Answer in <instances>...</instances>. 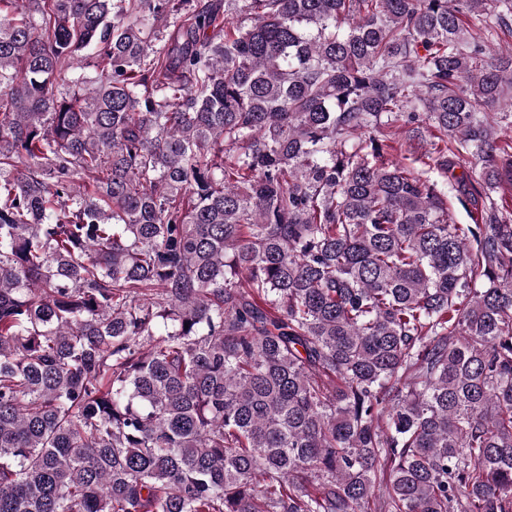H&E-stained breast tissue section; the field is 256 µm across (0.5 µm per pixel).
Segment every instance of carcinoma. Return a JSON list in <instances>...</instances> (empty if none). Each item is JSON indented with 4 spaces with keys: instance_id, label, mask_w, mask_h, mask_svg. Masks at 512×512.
Wrapping results in <instances>:
<instances>
[{
    "instance_id": "1",
    "label": "carcinoma",
    "mask_w": 512,
    "mask_h": 512,
    "mask_svg": "<svg viewBox=\"0 0 512 512\" xmlns=\"http://www.w3.org/2000/svg\"><path fill=\"white\" fill-rule=\"evenodd\" d=\"M500 36L512 0H0V512H512ZM454 192L448 198L449 213L455 221V224H483L482 217L485 218V206L481 198H474L468 205L469 212H467L455 199Z\"/></svg>"
}]
</instances>
